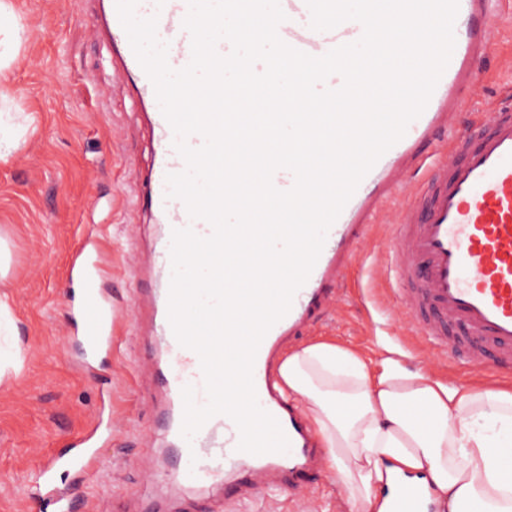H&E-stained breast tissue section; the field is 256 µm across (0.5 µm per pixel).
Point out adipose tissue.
I'll use <instances>...</instances> for the list:
<instances>
[{
    "mask_svg": "<svg viewBox=\"0 0 512 512\" xmlns=\"http://www.w3.org/2000/svg\"><path fill=\"white\" fill-rule=\"evenodd\" d=\"M277 379L325 448L328 470L365 512H373L375 487L407 472L438 512H512L503 471L512 389L451 387L406 370L392 349L373 375L361 356L330 341L290 349Z\"/></svg>",
    "mask_w": 512,
    "mask_h": 512,
    "instance_id": "obj_1",
    "label": "adipose tissue"
}]
</instances>
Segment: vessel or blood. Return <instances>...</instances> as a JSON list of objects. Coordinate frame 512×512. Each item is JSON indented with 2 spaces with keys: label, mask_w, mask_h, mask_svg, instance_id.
<instances>
[{
  "label": "vessel or blood",
  "mask_w": 512,
  "mask_h": 512,
  "mask_svg": "<svg viewBox=\"0 0 512 512\" xmlns=\"http://www.w3.org/2000/svg\"><path fill=\"white\" fill-rule=\"evenodd\" d=\"M279 2L287 21L277 33L287 45L319 57L348 43V24L318 31L311 26L306 0ZM491 4L459 0L455 47L425 110L359 183L330 227L290 310L258 347L253 365L257 400L279 422L290 443L288 452L255 455L239 450V430L224 414L210 418L193 440L184 439L183 388H194L197 405L207 401L200 358L175 338L163 310L167 295L136 292L131 311L155 309V361L165 380L169 416L167 452L180 462L169 475L170 483L199 488L220 484L225 500L236 504L241 497H257L272 477L291 490L316 480L315 440L278 395L273 365L286 343L308 333L338 299L380 225L390 229L388 276L397 285V310L410 333L438 354L462 349L473 368L491 362L512 366V108L488 102L479 121L468 125L460 120L477 94L476 64L497 37ZM187 13V0H139L136 7L138 17H156L157 35L167 43V61L175 70L191 60V36L183 26ZM152 123L155 161L146 192L150 210L162 216L164 236L186 227L202 237L211 235L207 221L191 218L182 200L169 197L166 177L183 171L185 162L173 146L174 132L162 112L153 113ZM441 135L446 138L443 151L423 156L421 144ZM422 166L429 171L427 178L413 181V172ZM104 274L101 258L89 243L81 246L66 272L64 299L82 320L81 340L90 357L112 344V302L99 286ZM100 426V420H92L75 438L69 456L48 454L38 460L40 479L30 498L39 512H71L70 493L55 474L70 469L88 478L95 475L89 450L98 443ZM377 496L387 501L389 512L428 509L423 484L408 477L397 478Z\"/></svg>",
  "instance_id": "obj_1"
}]
</instances>
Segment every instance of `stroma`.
<instances>
[{
  "label": "stroma",
  "instance_id": "1",
  "mask_svg": "<svg viewBox=\"0 0 512 512\" xmlns=\"http://www.w3.org/2000/svg\"><path fill=\"white\" fill-rule=\"evenodd\" d=\"M23 25L0 110L15 123H32L0 160V234L12 252L7 293L23 349V371L0 383V512H38L26 488L39 457L67 448L112 394V437L95 448L97 482L73 488L74 512H139L146 494L161 496L165 439L157 422L162 389L155 381L149 314L131 320L126 309L135 289L161 287L166 274L146 271V254L163 244L162 226L139 191L152 161L149 105L133 71L117 62L118 47L94 33L98 0H10ZM501 38L479 64L477 103H512V0H500ZM94 235L112 274L101 282L120 315L111 350L93 360L63 301L71 254ZM387 263L371 241L342 286L339 308L329 309L311 334L364 357L380 372L381 346L404 353V365L446 384L477 381L512 387V371L472 372L455 353L434 363L417 337L374 316L371 297L386 298L373 274ZM207 512H362L339 482L321 480L288 492L266 485L252 504L228 505L223 487L206 491Z\"/></svg>",
  "mask_w": 512,
  "mask_h": 512
}]
</instances>
